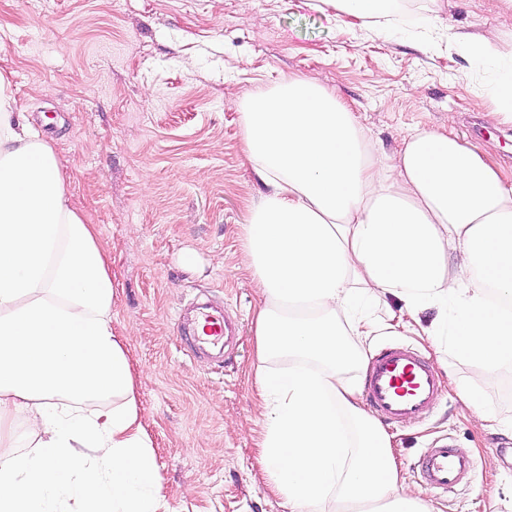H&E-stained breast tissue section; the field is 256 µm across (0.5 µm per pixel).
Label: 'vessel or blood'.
Instances as JSON below:
<instances>
[{
	"label": "vessel or blood",
	"instance_id": "obj_1",
	"mask_svg": "<svg viewBox=\"0 0 512 512\" xmlns=\"http://www.w3.org/2000/svg\"><path fill=\"white\" fill-rule=\"evenodd\" d=\"M178 332L192 339L194 353L204 354L225 348L235 329L222 313L204 308L190 326H179ZM365 396L383 421L410 424L426 417L438 405L441 393L427 361L412 348L397 344L381 348L371 358ZM471 471L469 458L444 445L424 453L418 476L427 489L447 492L467 479Z\"/></svg>",
	"mask_w": 512,
	"mask_h": 512
}]
</instances>
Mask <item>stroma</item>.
I'll return each mask as SVG.
<instances>
[{"instance_id":"obj_1","label":"stroma","mask_w":512,"mask_h":512,"mask_svg":"<svg viewBox=\"0 0 512 512\" xmlns=\"http://www.w3.org/2000/svg\"><path fill=\"white\" fill-rule=\"evenodd\" d=\"M414 6L413 20L394 16L406 33L385 39L329 0H0V76L112 258V326L126 340L163 512H285L256 448V297L238 236L268 188L244 158L240 111L225 94L315 76L387 158L413 130L452 126L512 179V124L488 121L491 79L449 53L447 35L495 28L511 51L512 13L499 0ZM204 294L239 322L221 366L177 338V313ZM390 343L433 362L441 382L431 416L387 427L406 490L440 512H512V436L477 429L452 387L478 384L512 418V373L437 355L403 326L368 341L373 352ZM446 441L473 470L440 494L416 465Z\"/></svg>"}]
</instances>
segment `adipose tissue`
<instances>
[{"mask_svg":"<svg viewBox=\"0 0 512 512\" xmlns=\"http://www.w3.org/2000/svg\"><path fill=\"white\" fill-rule=\"evenodd\" d=\"M491 28L449 50L508 66ZM242 106L243 153L269 191L241 226L264 425L257 442L286 512H437L398 478L392 437L363 406L377 309L410 320L485 374L512 371V181L455 133L409 135L385 160L318 78ZM111 258L67 191L53 148L0 77V512H160ZM480 427L512 432L474 384Z\"/></svg>","mask_w":512,"mask_h":512,"instance_id":"1","label":"adipose tissue"}]
</instances>
